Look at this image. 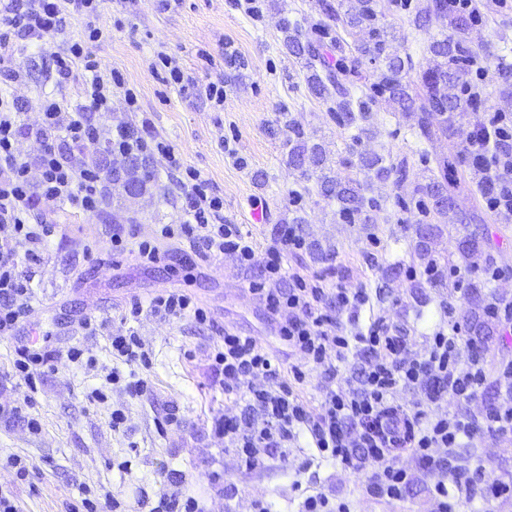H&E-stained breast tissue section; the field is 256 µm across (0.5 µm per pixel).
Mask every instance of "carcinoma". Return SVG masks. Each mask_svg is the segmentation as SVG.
<instances>
[{
  "label": "carcinoma",
  "mask_w": 512,
  "mask_h": 512,
  "mask_svg": "<svg viewBox=\"0 0 512 512\" xmlns=\"http://www.w3.org/2000/svg\"><path fill=\"white\" fill-rule=\"evenodd\" d=\"M399 12L408 14L410 25L417 31L429 32L432 18L448 16V0H427L422 6L411 5L409 0H394ZM332 0H318L322 15L336 22V28L323 23L316 38L302 36L298 25L287 26L284 44L289 55L299 60L306 69V84L312 96L332 103L330 112L336 125L353 131L351 140L356 142L366 133L372 120V105L377 98L384 99L400 112L418 113L412 134L419 143L431 144L448 135V123L455 114L476 108L482 102L479 94H465L461 90L460 77L476 63L479 52L472 49L468 31L474 19L467 15L453 17L449 21L451 33L435 38L429 45L434 65L420 76V88L414 89L406 77L414 70L412 56L402 55L391 45L392 35L387 28L377 24L374 0H348L347 9ZM368 30L369 38L350 43L345 35L356 30ZM375 65L374 80L370 85L357 87L352 77L358 75L364 62ZM288 131V164L303 172L315 170L318 194L336 203V215L349 224H367L370 212L380 208L379 198L368 196L363 184L352 178L344 181L325 173L328 162L322 145L313 143L301 124L290 117L284 121ZM419 160L430 176L425 182L415 183L410 197H397V206L403 213L417 211L425 219L434 213L448 215L454 199L448 194V183L457 181V171L446 157L430 158L423 147L416 150ZM95 163L106 171V184L102 193L106 198L114 195L127 197L132 189L144 195L156 186L155 177L147 171V165L131 169L119 177L112 174V161L96 158ZM340 165L359 166L367 177L380 183L392 182L400 186L409 178L410 164L407 157L400 159L378 154L358 156V161L344 156ZM485 244L484 233L479 229L469 231L456 242L463 257L481 253Z\"/></svg>",
  "instance_id": "obj_1"
}]
</instances>
